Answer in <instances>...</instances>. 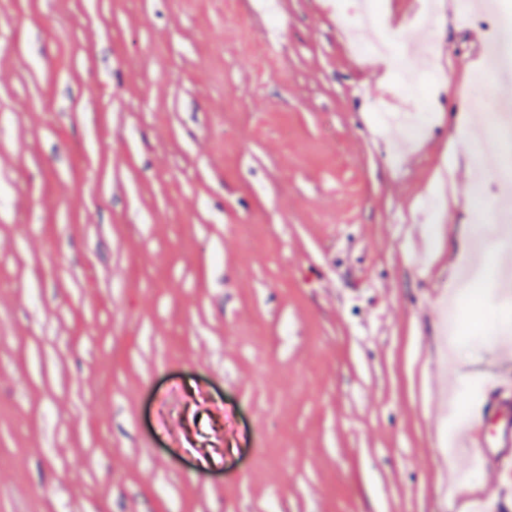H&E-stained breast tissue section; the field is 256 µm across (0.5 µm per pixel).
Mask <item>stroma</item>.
<instances>
[{"label": "stroma", "instance_id": "35a3bbf8", "mask_svg": "<svg viewBox=\"0 0 512 512\" xmlns=\"http://www.w3.org/2000/svg\"><path fill=\"white\" fill-rule=\"evenodd\" d=\"M0 0V512H457L512 293L439 303L507 159L491 33L405 89L355 0ZM430 124L396 153L393 102ZM451 336L456 394L436 390Z\"/></svg>", "mask_w": 512, "mask_h": 512}]
</instances>
